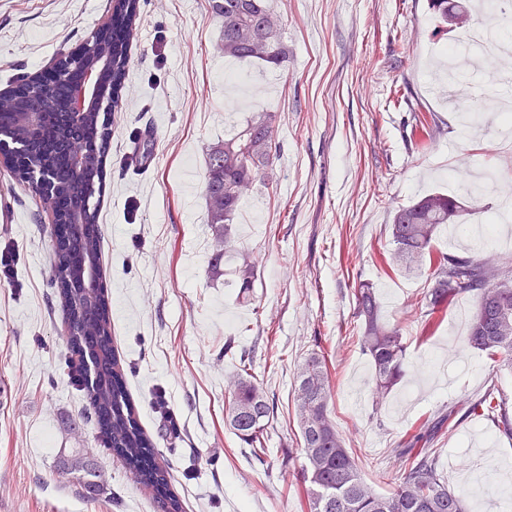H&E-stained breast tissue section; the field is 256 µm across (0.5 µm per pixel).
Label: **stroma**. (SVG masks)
Instances as JSON below:
<instances>
[{"label":"stroma","mask_w":512,"mask_h":512,"mask_svg":"<svg viewBox=\"0 0 512 512\" xmlns=\"http://www.w3.org/2000/svg\"><path fill=\"white\" fill-rule=\"evenodd\" d=\"M288 65L224 57L211 0H140L120 106L112 113L100 206L101 266L112 339L140 423L183 512H307L294 378L313 352L332 373L338 432L378 492L407 432L448 409L454 427L435 443L449 486L475 512H501L512 488V436L470 402L495 396L512 414V372L462 351L473 296L455 299L433 326L416 309L429 270L389 267L388 226L418 194L459 196L477 228L512 189V59L456 75L462 107H449L438 71L457 32L437 28L428 0H269ZM110 0H0V91L78 50L107 21ZM434 118L413 135L414 108ZM275 115L281 151L272 186L256 185L232 226L256 262L250 301L231 273L213 275L205 157L251 113ZM0 512H161L131 480L73 384L65 322L51 288V215L0 161ZM512 248L454 230L433 254ZM372 283L384 319L401 323L402 381L381 405L358 338L353 290ZM270 401L267 454L255 459L225 413L241 355ZM179 422L171 430L165 419ZM102 490L88 498L76 461Z\"/></svg>","instance_id":"obj_1"}]
</instances>
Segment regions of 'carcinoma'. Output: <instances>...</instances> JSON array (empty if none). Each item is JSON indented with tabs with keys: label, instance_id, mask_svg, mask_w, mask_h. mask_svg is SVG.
I'll return each mask as SVG.
<instances>
[{
	"label": "carcinoma",
	"instance_id": "carcinoma-1",
	"mask_svg": "<svg viewBox=\"0 0 512 512\" xmlns=\"http://www.w3.org/2000/svg\"><path fill=\"white\" fill-rule=\"evenodd\" d=\"M221 23L220 50L226 57L256 59L277 68L288 63V48L277 37V21L268 0H212ZM438 26L460 28L471 21L463 0H429ZM139 0H112L109 22L92 36L85 64L99 59L111 63L104 74L101 94L118 106L119 91L130 62ZM80 75L78 67L62 68V79L52 94L38 84H25L21 95L0 98V133L6 143L19 144L33 167L13 163L19 181L39 196L50 189L59 223L68 227L65 248L54 251L55 288L65 322L75 333L67 336L68 349L80 367L79 383L101 425L108 448L123 462L134 482L152 490L163 512H182L170 491L167 472L155 459L154 446L143 431L123 380V371L112 345L106 290L94 300L85 296V268L99 264L101 228L96 194L103 186V158L111 135L110 118L91 110L75 126V138L88 153L85 171L76 176L64 141L70 135L66 121V90ZM38 112L37 133L30 132L26 114ZM275 115L258 112L233 136L209 147L204 177L206 223L214 245L210 270L224 274V263L235 262L232 273L238 297L250 295L257 276L256 264L247 253L231 254V224L246 194L259 182H275L274 164L280 153L274 133ZM465 213L456 196L433 192L396 210L390 224L392 261L407 268L420 266L431 257L437 232L460 223ZM465 294L475 296L476 311L464 338L465 345L485 352L504 367L512 368V275L486 262L454 255L433 261L430 287L418 302L420 318L430 323L447 312L448 305ZM356 314L362 321L361 351L373 369L374 402L380 404L404 376L406 345L399 325L381 316L375 289L360 282L354 292ZM241 372L228 390V416L239 440L254 456L266 454V439L273 405L240 358ZM296 411L305 456L304 482L308 512L322 504L320 512H466L464 498L448 487L431 448L445 419L422 425L408 434L397 449L401 462L394 488L375 491L362 476L360 463L336 431L330 416L333 394L324 356L310 354L295 380Z\"/></svg>",
	"mask_w": 512,
	"mask_h": 512
}]
</instances>
